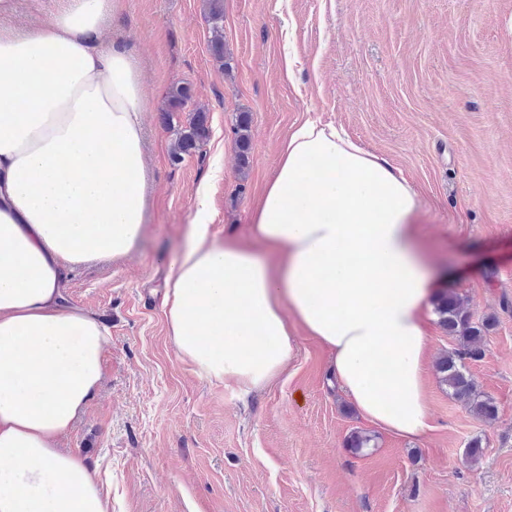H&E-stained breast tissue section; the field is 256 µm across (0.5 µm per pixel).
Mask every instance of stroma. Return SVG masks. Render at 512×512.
I'll return each instance as SVG.
<instances>
[{"instance_id": "35a3bbf8", "label": "stroma", "mask_w": 512, "mask_h": 512, "mask_svg": "<svg viewBox=\"0 0 512 512\" xmlns=\"http://www.w3.org/2000/svg\"><path fill=\"white\" fill-rule=\"evenodd\" d=\"M209 36L203 0H112L104 18L102 41L124 43L141 68L146 224L126 258L78 266L63 282L109 343L60 448L88 461L111 512H512V0H224L225 71ZM182 82L208 110L210 138L176 164L189 115L163 112ZM240 112L251 115L244 169ZM308 119L344 128L418 194L439 289L461 295L473 321L495 320L483 358L467 364L496 402L494 421L441 381L436 365L459 342L434 317L432 428L418 439L357 415L311 337L297 336L286 371L245 399L178 356L163 288L199 193L211 237L248 243L280 147ZM356 432L369 448H352ZM475 438L483 453L472 463Z\"/></svg>"}]
</instances>
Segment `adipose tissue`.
<instances>
[{
    "mask_svg": "<svg viewBox=\"0 0 512 512\" xmlns=\"http://www.w3.org/2000/svg\"><path fill=\"white\" fill-rule=\"evenodd\" d=\"M111 0H68L0 29V512H109L88 463L60 451L102 377L106 332L68 305L65 270L127 256L145 225L140 71L99 36ZM421 200L388 160L308 120L281 146L251 236L209 235L198 208L165 286L178 355L234 392L285 371L297 331L369 423L429 430L424 318L437 288Z\"/></svg>",
    "mask_w": 512,
    "mask_h": 512,
    "instance_id": "1",
    "label": "adipose tissue"
}]
</instances>
